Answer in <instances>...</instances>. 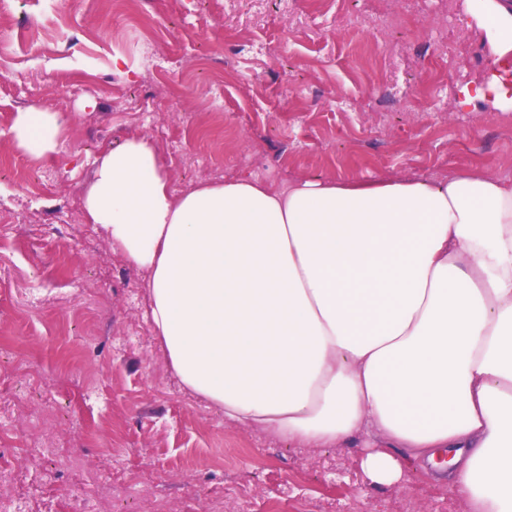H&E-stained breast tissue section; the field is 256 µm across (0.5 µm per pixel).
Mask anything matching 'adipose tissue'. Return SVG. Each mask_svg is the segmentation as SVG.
I'll list each match as a JSON object with an SVG mask.
<instances>
[{
	"label": "adipose tissue",
	"instance_id": "1",
	"mask_svg": "<svg viewBox=\"0 0 512 512\" xmlns=\"http://www.w3.org/2000/svg\"><path fill=\"white\" fill-rule=\"evenodd\" d=\"M481 85L512 112V0H464ZM56 113H17V146L55 155ZM81 206L144 276L186 392L300 448L367 434L372 485L451 470L466 512H512V179L251 176L173 194L146 136L102 152Z\"/></svg>",
	"mask_w": 512,
	"mask_h": 512
}]
</instances>
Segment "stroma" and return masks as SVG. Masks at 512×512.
Segmentation results:
<instances>
[{
  "mask_svg": "<svg viewBox=\"0 0 512 512\" xmlns=\"http://www.w3.org/2000/svg\"><path fill=\"white\" fill-rule=\"evenodd\" d=\"M108 0L0 9V367L61 453L9 454L30 512H465L422 465L371 485L360 441L292 448L186 395L155 343L143 277L81 217L93 162L149 136L174 189L251 174L365 178L484 168L512 179V112L460 107L483 79L446 0ZM127 66L117 70L113 57ZM60 113L61 152L14 145L16 112Z\"/></svg>",
  "mask_w": 512,
  "mask_h": 512,
  "instance_id": "stroma-1",
  "label": "stroma"
}]
</instances>
